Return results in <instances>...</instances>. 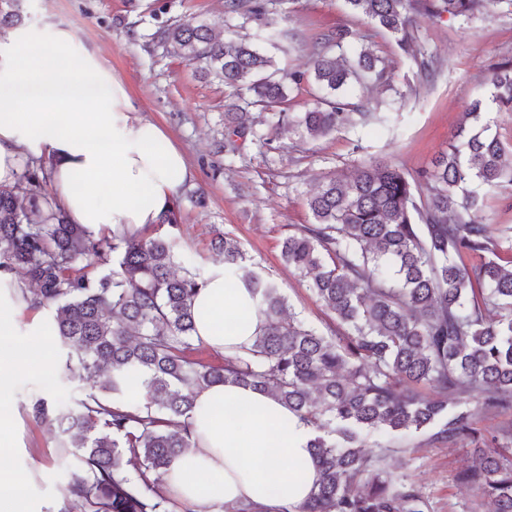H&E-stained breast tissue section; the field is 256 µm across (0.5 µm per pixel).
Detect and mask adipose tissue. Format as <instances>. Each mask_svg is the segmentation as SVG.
I'll list each match as a JSON object with an SVG mask.
<instances>
[{
    "label": "adipose tissue",
    "instance_id": "obj_1",
    "mask_svg": "<svg viewBox=\"0 0 512 512\" xmlns=\"http://www.w3.org/2000/svg\"><path fill=\"white\" fill-rule=\"evenodd\" d=\"M69 30L46 46L23 35L0 50V185L21 163L43 159L53 200L92 236L120 227L135 233L163 223L193 172L167 131L141 114L125 83L93 50L74 52ZM110 187V202L99 201ZM195 336L224 353L250 346L265 325L242 278L215 266L194 301ZM18 362L0 357V447H12L16 409L11 393ZM192 418L194 448L164 477L179 501L253 503L277 512L300 506L314 479L312 431L274 397L231 383L199 391ZM306 464L296 476L292 462ZM282 491L271 495L269 487Z\"/></svg>",
    "mask_w": 512,
    "mask_h": 512
}]
</instances>
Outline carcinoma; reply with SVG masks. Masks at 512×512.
<instances>
[{
    "label": "carcinoma",
    "instance_id": "obj_1",
    "mask_svg": "<svg viewBox=\"0 0 512 512\" xmlns=\"http://www.w3.org/2000/svg\"><path fill=\"white\" fill-rule=\"evenodd\" d=\"M283 0H224L225 21L254 32L221 38L210 24H172L153 39L173 43L231 89L224 142L237 155L253 130L250 107L271 111L273 130L316 140L357 125L386 124L394 103L355 104L356 86H389L391 65L358 48L353 23L306 39L310 72L278 66L257 42L288 55L297 33L273 27ZM355 18L394 36L428 81L437 57L418 42L414 19L470 20L484 0H343ZM23 0H0V28L22 24ZM311 86V109L288 111ZM490 94L463 112L448 151L418 180L385 159L322 177L308 197L312 223L288 230L282 261L334 315L330 333L298 320L287 298L236 241L211 248L244 272L266 324L248 347L218 362L199 357L194 297L205 278L182 265L171 235L116 228L97 238L72 224L43 191V164L25 163L0 185V273L49 317L61 377L90 383L76 405L50 397L29 405L58 426L72 459L64 512H170L162 476L189 448L197 392L232 382L274 396L309 424L316 480L297 512H428L420 487L395 479L390 453L413 434L430 445L482 442L457 484L512 512V427L480 421L512 411V236L494 239L479 213L480 188L512 187V145L492 114L512 112V58L489 76ZM508 253L503 257L502 253ZM427 386V396L419 387ZM386 433L379 451L365 436Z\"/></svg>",
    "mask_w": 512,
    "mask_h": 512
}]
</instances>
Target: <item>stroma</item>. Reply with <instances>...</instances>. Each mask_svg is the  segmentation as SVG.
I'll return each instance as SVG.
<instances>
[{
	"instance_id": "35a3bbf8",
	"label": "stroma",
	"mask_w": 512,
	"mask_h": 512,
	"mask_svg": "<svg viewBox=\"0 0 512 512\" xmlns=\"http://www.w3.org/2000/svg\"><path fill=\"white\" fill-rule=\"evenodd\" d=\"M21 33L44 40L55 27L73 35L75 50H96L127 86L144 117L170 133L194 172L180 189V231L176 248L202 274L221 259L208 249L214 233L238 242L250 262L261 266L282 289L299 319L318 331L330 320L301 278L285 265L280 243L290 225L311 221L306 200L321 176L347 174L370 158L401 164L410 176L429 169L448 148L460 112L472 99L487 96L491 65L512 58V9L489 0L481 14L463 22L416 25L422 44L441 66L434 82L417 84L394 120L342 131L318 140L283 133L274 150L246 143L240 155L217 153L224 139V106L229 92L207 76L200 62L185 61L176 48L157 46L154 32L174 22L219 25L223 35L237 34L224 22V0H24ZM279 26L299 35L327 32L347 23L341 0H295L277 14ZM361 44L388 61L396 84L415 82L416 66L384 31L360 24ZM482 215L493 237L512 228V187L483 196ZM18 358L14 398L20 423L18 446L0 455V463L30 479L31 512H62L60 485L70 469L60 455L55 427L34 422L25 410L33 399L51 396L74 405L82 385L59 380V354L51 338L36 335L23 316L0 355ZM469 441L392 453L387 464L396 475L414 480L429 500V512H493L490 501L471 503L454 482L456 472L473 457Z\"/></svg>"
}]
</instances>
